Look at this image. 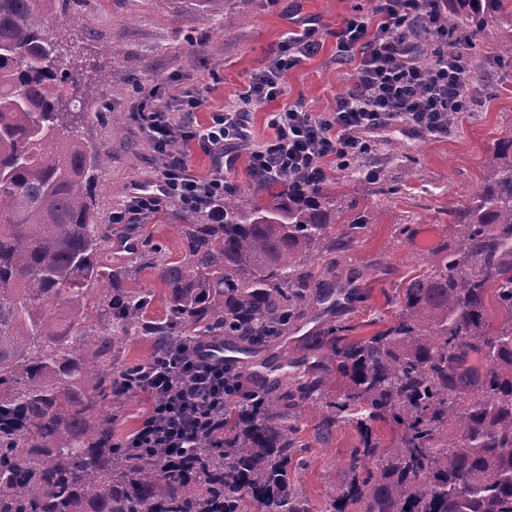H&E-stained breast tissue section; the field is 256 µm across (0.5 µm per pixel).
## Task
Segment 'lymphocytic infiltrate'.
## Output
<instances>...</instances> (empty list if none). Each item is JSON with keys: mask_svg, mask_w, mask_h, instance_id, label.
Masks as SVG:
<instances>
[{"mask_svg": "<svg viewBox=\"0 0 512 512\" xmlns=\"http://www.w3.org/2000/svg\"><path fill=\"white\" fill-rule=\"evenodd\" d=\"M405 0H375L372 16L353 15L335 33L338 54H356L357 64L346 91L328 112H313L302 103L272 113L273 138L252 142L251 105L277 99L289 69L321 48L316 24L289 32L278 51L253 72L239 104L212 112L206 125L194 114L207 97L184 93L179 109L145 97L136 116L162 162L147 186L133 193L118 211L116 224L142 223L161 202L224 221V177L237 153L249 148L247 176L267 183L286 174L309 186L324 179L329 162L345 165L376 151V131L407 125L433 138L447 137L453 115L471 111L475 101L466 76L475 67L467 48L472 33H436L437 58L423 64L415 52L418 35L400 12ZM197 146L211 160L207 176L194 173L186 149ZM141 394L154 401L152 415L132 437L141 448H185L211 419L206 409L224 399V364L208 358L200 347L186 356L168 358L164 365L143 369Z\"/></svg>", "mask_w": 512, "mask_h": 512, "instance_id": "obj_1", "label": "lymphocytic infiltrate"}]
</instances>
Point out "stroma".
<instances>
[{
  "label": "stroma",
  "instance_id": "obj_1",
  "mask_svg": "<svg viewBox=\"0 0 512 512\" xmlns=\"http://www.w3.org/2000/svg\"><path fill=\"white\" fill-rule=\"evenodd\" d=\"M369 0H67L57 12L55 35L73 46L60 56L59 70L75 80L89 116L79 131L85 142L106 150L108 161L95 173V221L112 227V239L98 256L103 266L130 258V249L148 239L170 258L181 243L173 230L183 211L164 202L141 224H116L112 212L128 200L133 185L160 165L132 109L149 91L170 101L187 89L213 83L208 103L199 108L206 122L212 108L233 107L250 74L277 51L287 32L306 20L319 25L323 47L290 69L277 100L253 106L254 144L273 135L268 115L300 102L314 112L330 111L352 77L354 64L338 59L334 32L356 13L369 12ZM499 40L495 28L476 35L487 53L478 57L484 79L472 111L460 115L448 137L431 138L398 127L375 135L377 156L390 180L402 181L394 196L375 192L365 178L345 179L328 168L336 194L355 203L354 212L370 224L342 265L353 273L361 301L336 309L338 321L358 337L373 335L394 316L388 296L425 272L437 250L453 242L449 197L467 201L477 190L488 150L512 125V63L490 56ZM410 225L409 236L399 234ZM315 414L305 411L300 437L312 445L309 464L298 476L313 504H321L340 476V462L356 443L353 428H337L325 444L313 440Z\"/></svg>",
  "mask_w": 512,
  "mask_h": 512
}]
</instances>
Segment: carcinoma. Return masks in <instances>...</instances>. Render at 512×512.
Segmentation results:
<instances>
[{"mask_svg": "<svg viewBox=\"0 0 512 512\" xmlns=\"http://www.w3.org/2000/svg\"><path fill=\"white\" fill-rule=\"evenodd\" d=\"M56 3L0 0V512H313L298 483L307 407L315 440L358 435L321 512H512V124L479 188L448 200L454 248L399 289L390 324L354 339L330 319L290 371L288 336L352 283L336 262L366 229L347 220L352 201L286 175L266 202L229 191L224 223L191 212L173 225L179 259L136 253L165 285L162 320H146L125 267L95 292L112 228L95 223L91 187L108 155L74 134L66 77L35 62L57 43ZM424 18L456 32L494 24L496 57L512 61V0H419L412 27ZM135 339L154 355L230 344L271 377L226 367L211 433L134 448L115 425L140 368L119 348Z\"/></svg>", "mask_w": 512, "mask_h": 512, "instance_id": "obj_1", "label": "carcinoma"}]
</instances>
